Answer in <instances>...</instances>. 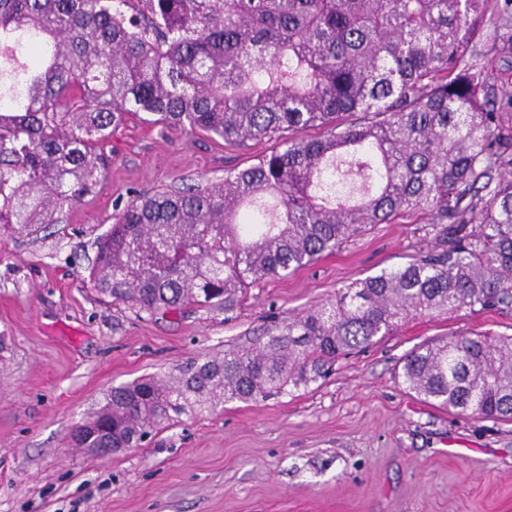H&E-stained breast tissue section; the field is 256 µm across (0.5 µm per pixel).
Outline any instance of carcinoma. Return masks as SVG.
<instances>
[{"instance_id": "cac0c4a2", "label": "carcinoma", "mask_w": 512, "mask_h": 512, "mask_svg": "<svg viewBox=\"0 0 512 512\" xmlns=\"http://www.w3.org/2000/svg\"><path fill=\"white\" fill-rule=\"evenodd\" d=\"M512 0H0V224L33 235L100 185L129 114L229 145L273 141L218 180L138 192L90 283L151 316L229 312L374 224L435 245L247 349L112 388L77 448H137L182 415L307 387L416 314L512 307ZM409 391L512 420V337L404 358Z\"/></svg>"}]
</instances>
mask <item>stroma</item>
<instances>
[{
	"label": "stroma",
	"instance_id": "obj_1",
	"mask_svg": "<svg viewBox=\"0 0 512 512\" xmlns=\"http://www.w3.org/2000/svg\"><path fill=\"white\" fill-rule=\"evenodd\" d=\"M245 147L128 116L103 143L96 192L35 236L0 229V512H512V421L430 404L403 359L459 333L512 336V311L418 315L331 374L276 398L181 416L155 441L106 458L71 432L112 387L250 346L355 280L406 265L424 224H377L231 313L151 316L98 295L96 244L131 192L223 177Z\"/></svg>",
	"mask_w": 512,
	"mask_h": 512
}]
</instances>
